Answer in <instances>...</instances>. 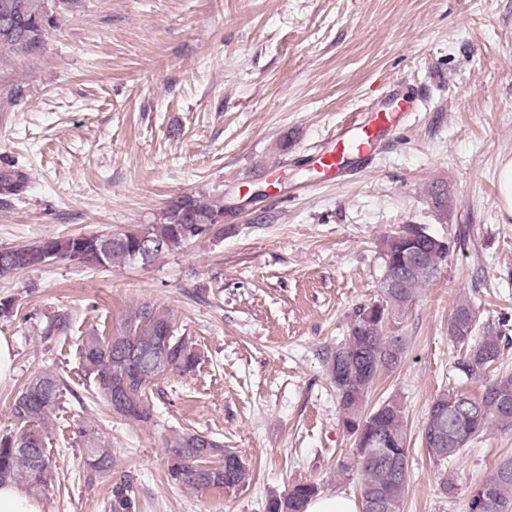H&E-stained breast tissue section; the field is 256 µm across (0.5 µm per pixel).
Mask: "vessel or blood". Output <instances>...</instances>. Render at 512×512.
<instances>
[{"mask_svg": "<svg viewBox=\"0 0 512 512\" xmlns=\"http://www.w3.org/2000/svg\"><path fill=\"white\" fill-rule=\"evenodd\" d=\"M382 114L368 121L355 120L339 126L328 141L311 153L310 160L326 176L344 182L365 172L390 129L402 126L419 96L407 97L392 87L384 95Z\"/></svg>", "mask_w": 512, "mask_h": 512, "instance_id": "b4317fda", "label": "vessel or blood"}]
</instances>
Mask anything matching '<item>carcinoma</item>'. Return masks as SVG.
I'll return each instance as SVG.
<instances>
[{
  "mask_svg": "<svg viewBox=\"0 0 512 512\" xmlns=\"http://www.w3.org/2000/svg\"><path fill=\"white\" fill-rule=\"evenodd\" d=\"M71 0H0V49L17 57H32L41 51L54 10ZM24 187L18 173H0V194L16 195ZM433 207L448 214V192L443 185L431 187ZM227 207L204 194L172 198L161 222L143 229L110 235L43 238L0 250V277L18 270L46 265L52 260L107 268L115 264H149L166 252L181 248L190 239L212 234L218 238L233 229L224 223ZM416 236L384 240V272H402L400 284L381 289L376 307L356 308L347 335L326 358L327 373L336 388L339 414L346 433L353 422H366L360 442L337 463L338 474L356 482L361 512H401L409 477L408 424L401 404L385 401L368 408L369 394L378 375L402 361L404 339L384 334V319L395 324L439 272L446 253L432 241L423 224ZM476 312L470 302H459L448 319V335L460 349L455 369L467 380L481 382L479 393L451 388L438 395L428 412L423 442L436 462L461 453L493 424L512 430V373L498 370L501 356L500 332L490 327L479 340L473 339ZM165 356L172 371L187 374L196 368L199 354L194 342L174 334L169 315L144 302L129 314L120 330L110 336L90 333L80 345L84 376L93 380L98 395L112 413L138 423L153 420L146 392L167 374L157 365ZM64 383L52 372L32 377L14 397L11 413L15 429L0 435V482L41 484L50 472L43 426L62 403ZM171 480L189 489H242L251 475L239 455L208 434L182 433L167 444ZM86 464L96 473L112 468L109 449L88 437L84 448ZM477 487L486 500L471 495L469 512H512V457H506ZM130 480L112 487L111 512H134L129 494ZM318 495L316 485L297 481L279 495L270 497L267 512H305Z\"/></svg>",
  "mask_w": 512,
  "mask_h": 512,
  "instance_id": "1",
  "label": "carcinoma"
}]
</instances>
